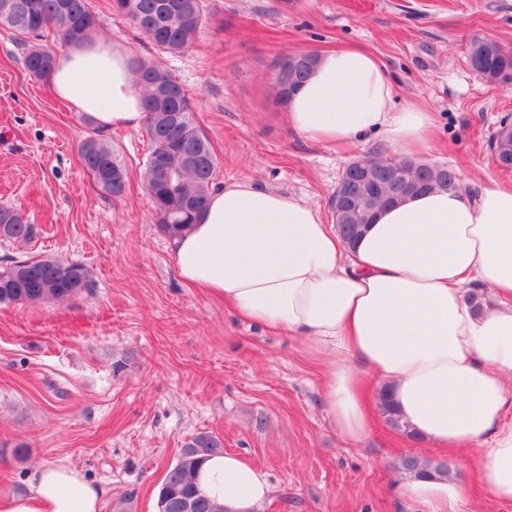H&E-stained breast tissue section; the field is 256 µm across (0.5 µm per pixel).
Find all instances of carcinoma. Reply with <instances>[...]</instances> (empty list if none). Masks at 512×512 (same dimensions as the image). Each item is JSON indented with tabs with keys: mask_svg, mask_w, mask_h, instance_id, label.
I'll return each instance as SVG.
<instances>
[{
	"mask_svg": "<svg viewBox=\"0 0 512 512\" xmlns=\"http://www.w3.org/2000/svg\"><path fill=\"white\" fill-rule=\"evenodd\" d=\"M112 10L130 21L159 50L172 54L194 44L207 18L205 0H112ZM99 29L98 16L89 0H0V31L26 46V70L31 78L42 82L48 81L56 56L55 49L47 42L66 47L96 35ZM317 60L318 56L313 53L276 60L274 68L279 82L275 86L279 103H288ZM467 60L469 67L484 80L512 86L511 48L476 36L470 40ZM133 64L151 141L143 181L153 199L161 229L174 238L188 231L203 213L217 176L218 161L209 139L195 125L193 109L182 84L151 59L136 56ZM161 112L183 113L175 147L163 128ZM79 153L105 192L115 197L124 192L127 172L104 142L88 137L81 142ZM365 158L376 171L380 184L368 210L356 209L344 220L346 224L361 228L354 234L349 230L342 232L344 238L354 242L364 234V229L382 207L435 188H461L456 171L442 167L418 175L417 184L402 191L389 181L388 169L396 166L409 170L411 160H390L374 152L366 154ZM160 160H169L178 168L170 183L157 175L155 164ZM38 235L37 225L30 223L20 211L0 207V239L27 244ZM89 288L88 272L77 263L8 260L0 265L1 305L66 301ZM380 409L392 426H399L397 409L385 394L380 395ZM222 453L224 444L219 437L209 432L191 436L166 473L157 495V512H224V505L206 496L197 483V473L204 461ZM400 467L413 477L448 472L445 462L435 464L415 456L403 457Z\"/></svg>",
	"mask_w": 512,
	"mask_h": 512,
	"instance_id": "cac0c4a2",
	"label": "carcinoma"
}]
</instances>
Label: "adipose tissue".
<instances>
[{
	"label": "adipose tissue",
	"instance_id": "1",
	"mask_svg": "<svg viewBox=\"0 0 512 512\" xmlns=\"http://www.w3.org/2000/svg\"><path fill=\"white\" fill-rule=\"evenodd\" d=\"M131 58L117 41L69 45L50 90L100 129L139 127ZM395 95L381 60L347 46L321 55L288 102V123L316 143L373 135L399 152L425 149L433 112L396 105ZM174 245L186 283L303 336L327 368L326 410L343 437L370 428L363 367L391 392L408 431L450 452L481 448L483 495L512 503V185L409 197L350 246L307 200L232 183ZM470 289L481 309L466 302ZM198 482L225 512H253L271 493L265 474L231 453L207 460ZM400 492L419 512H456L466 497L443 474L402 481ZM102 495L79 471L49 464L30 494L0 499V512H100Z\"/></svg>",
	"mask_w": 512,
	"mask_h": 512
}]
</instances>
